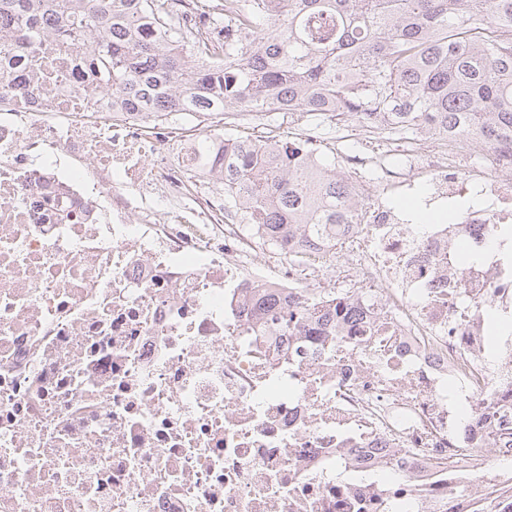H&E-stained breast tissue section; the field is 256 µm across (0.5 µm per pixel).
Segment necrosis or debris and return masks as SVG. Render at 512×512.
<instances>
[{
	"label": "necrosis or debris",
	"mask_w": 512,
	"mask_h": 512,
	"mask_svg": "<svg viewBox=\"0 0 512 512\" xmlns=\"http://www.w3.org/2000/svg\"><path fill=\"white\" fill-rule=\"evenodd\" d=\"M0 19V512H512V158L364 164L458 213L386 205L323 267L258 266L224 211L221 159L165 114L117 111L90 40L12 43ZM482 208L465 207L471 195ZM274 296L299 315L256 317ZM464 142H458V151L461 166L460 174H472L474 172H484L486 174L490 173L493 168L492 157L490 154H487L481 158L472 157L464 148Z\"/></svg>",
	"instance_id": "obj_1"
}]
</instances>
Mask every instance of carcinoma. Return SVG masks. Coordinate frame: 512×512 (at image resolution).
Segmentation results:
<instances>
[{
  "label": "carcinoma",
  "mask_w": 512,
  "mask_h": 512,
  "mask_svg": "<svg viewBox=\"0 0 512 512\" xmlns=\"http://www.w3.org/2000/svg\"><path fill=\"white\" fill-rule=\"evenodd\" d=\"M170 2L0 0V18L53 17L25 41L96 36L85 67L124 109L174 122L185 112L372 116L390 135H478L512 152V0H193L212 18L194 33ZM223 152L225 211L273 245L365 220L348 179L300 140L227 135ZM256 312L294 319L266 304Z\"/></svg>",
  "instance_id": "carcinoma-1"
}]
</instances>
